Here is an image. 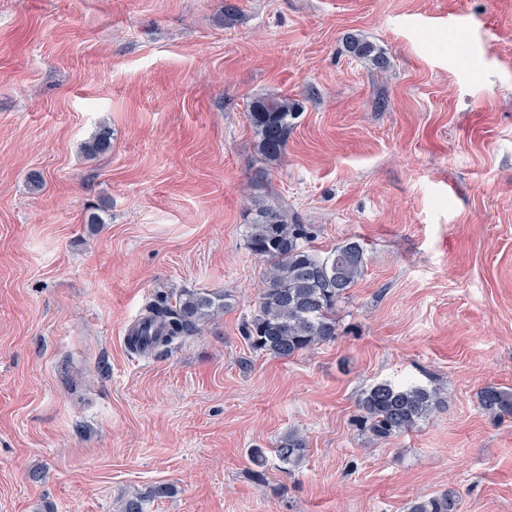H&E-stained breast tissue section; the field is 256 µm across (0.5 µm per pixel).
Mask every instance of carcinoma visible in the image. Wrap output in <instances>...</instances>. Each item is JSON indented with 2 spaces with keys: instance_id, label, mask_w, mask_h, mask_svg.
I'll list each match as a JSON object with an SVG mask.
<instances>
[{
  "instance_id": "1",
  "label": "carcinoma",
  "mask_w": 512,
  "mask_h": 512,
  "mask_svg": "<svg viewBox=\"0 0 512 512\" xmlns=\"http://www.w3.org/2000/svg\"><path fill=\"white\" fill-rule=\"evenodd\" d=\"M351 53L382 69L385 58L368 41L354 35L346 39ZM295 104L284 96L257 98L248 117L257 141V153L266 162L285 155L292 130ZM110 132L101 129L84 144L88 155L110 148ZM248 250L265 266L264 286L255 311L244 327L245 339L256 351L288 360L331 341L336 336V303L362 276V245L349 240L327 253L307 246L304 225L295 222L288 205L277 195L261 202L247 235ZM224 295L209 291H182L175 298H159L146 308L144 319L165 328L154 337L156 347L195 336L200 324L224 312ZM438 388L379 382L359 404L360 423L378 440H390L414 428L433 412L445 408ZM480 407L494 416L512 415V393L487 386L479 393ZM308 440L298 430L281 436L273 447L277 460L293 471L305 460ZM455 500L447 492L413 499L408 512H454Z\"/></svg>"
}]
</instances>
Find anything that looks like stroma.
<instances>
[{
    "mask_svg": "<svg viewBox=\"0 0 512 512\" xmlns=\"http://www.w3.org/2000/svg\"><path fill=\"white\" fill-rule=\"evenodd\" d=\"M270 95L301 105L276 164L248 119ZM271 192L315 250L366 257L335 340L288 360L244 338ZM183 290L226 307L130 353L127 325ZM382 381L449 405L372 439L355 419ZM488 385L512 390V0H0V512H407L446 490L512 512ZM291 429L303 465L256 479L250 448ZM346 42L349 51L355 56L371 62L380 69L386 65L385 58L379 52H376V48L368 41L354 35L349 36Z\"/></svg>",
    "mask_w": 512,
    "mask_h": 512,
    "instance_id": "obj_1",
    "label": "stroma"
}]
</instances>
